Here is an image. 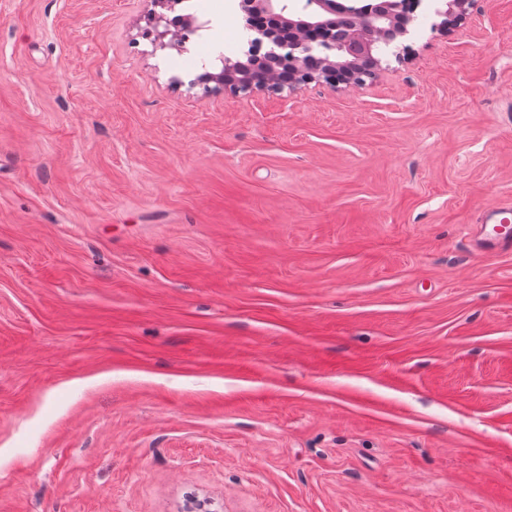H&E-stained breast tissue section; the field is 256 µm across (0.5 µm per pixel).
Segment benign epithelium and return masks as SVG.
<instances>
[{
	"label": "benign epithelium",
	"mask_w": 512,
	"mask_h": 512,
	"mask_svg": "<svg viewBox=\"0 0 512 512\" xmlns=\"http://www.w3.org/2000/svg\"><path fill=\"white\" fill-rule=\"evenodd\" d=\"M475 5L476 0H440L436 9L441 18L439 27L448 29ZM237 7L245 14L260 11L279 18L284 24L292 25L296 34L286 57L278 52L286 31L272 28L248 40L247 62L226 58L220 73L202 76L235 96L256 90H297L312 82L331 86L345 84L357 89L376 74L384 58L391 55L400 61L408 52V46L399 41L408 33L412 22L405 0H385L379 12L367 11L362 5H346L339 0H303L295 21L285 15L287 5L282 0H238ZM336 14L348 16L349 27L341 41L330 35L322 47L304 36L305 31L324 25L326 18ZM149 20L158 41L173 34L175 28L191 27L190 21L182 15L170 18L153 11Z\"/></svg>",
	"instance_id": "obj_1"
}]
</instances>
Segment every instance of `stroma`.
<instances>
[{"label": "stroma", "instance_id": "1", "mask_svg": "<svg viewBox=\"0 0 512 512\" xmlns=\"http://www.w3.org/2000/svg\"><path fill=\"white\" fill-rule=\"evenodd\" d=\"M150 0H0V512H512V0L234 96ZM149 20L153 25L155 41L164 40L171 34L174 37L178 36V34H175L171 30V27L176 28L177 31H179L180 29L189 28L192 26L190 21L183 15H176L170 18L165 13L156 12L155 10L149 14ZM160 27H162V30H160ZM512 208L510 206L493 207L483 212L477 232L472 240L475 253L491 257L500 253L512 251L511 232H501L499 224H511ZM489 224L492 227L488 229Z\"/></svg>", "mask_w": 512, "mask_h": 512}]
</instances>
